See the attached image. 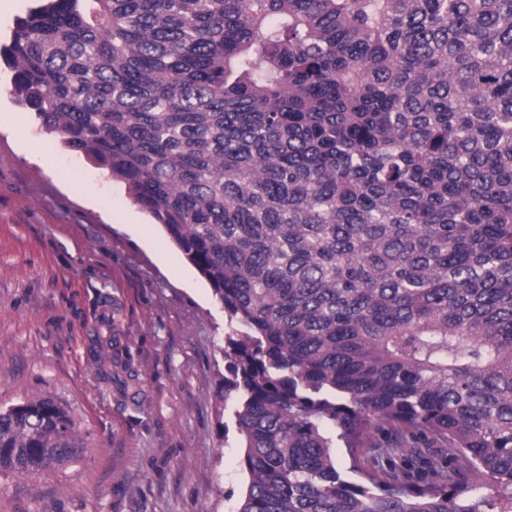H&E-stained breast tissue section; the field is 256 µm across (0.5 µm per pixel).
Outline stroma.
<instances>
[{
  "label": "stroma",
  "mask_w": 512,
  "mask_h": 512,
  "mask_svg": "<svg viewBox=\"0 0 512 512\" xmlns=\"http://www.w3.org/2000/svg\"><path fill=\"white\" fill-rule=\"evenodd\" d=\"M13 76L0 61V409L53 398L86 449L35 476L0 468V512H233L222 305L124 183L18 103Z\"/></svg>",
  "instance_id": "stroma-1"
}]
</instances>
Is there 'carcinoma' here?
I'll return each mask as SVG.
<instances>
[{
    "mask_svg": "<svg viewBox=\"0 0 512 512\" xmlns=\"http://www.w3.org/2000/svg\"><path fill=\"white\" fill-rule=\"evenodd\" d=\"M0 56L224 307L235 512H512V0H47ZM82 450L0 409V468Z\"/></svg>",
    "mask_w": 512,
    "mask_h": 512,
    "instance_id": "obj_1",
    "label": "carcinoma"
}]
</instances>
